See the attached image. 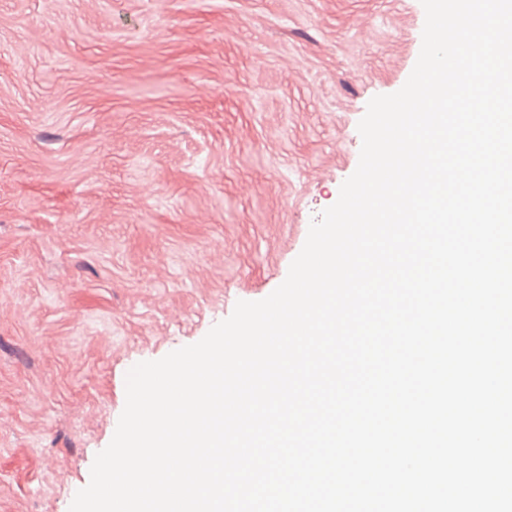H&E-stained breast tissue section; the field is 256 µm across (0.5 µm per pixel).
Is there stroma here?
<instances>
[{
  "label": "stroma",
  "instance_id": "obj_1",
  "mask_svg": "<svg viewBox=\"0 0 512 512\" xmlns=\"http://www.w3.org/2000/svg\"><path fill=\"white\" fill-rule=\"evenodd\" d=\"M421 0H0V512H69L125 376L270 295Z\"/></svg>",
  "mask_w": 512,
  "mask_h": 512
}]
</instances>
